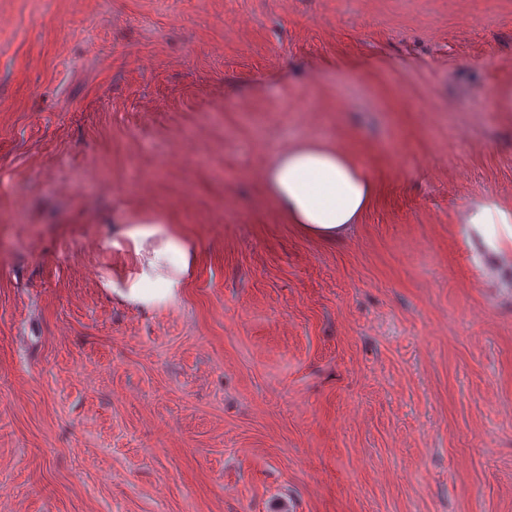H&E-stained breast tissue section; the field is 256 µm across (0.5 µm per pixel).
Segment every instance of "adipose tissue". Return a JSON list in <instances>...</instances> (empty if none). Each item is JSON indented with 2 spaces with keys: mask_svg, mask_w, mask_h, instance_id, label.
I'll use <instances>...</instances> for the list:
<instances>
[{
  "mask_svg": "<svg viewBox=\"0 0 512 512\" xmlns=\"http://www.w3.org/2000/svg\"><path fill=\"white\" fill-rule=\"evenodd\" d=\"M267 189L290 223L333 241L359 223L371 204L373 184L345 151L303 141L279 151L264 174ZM484 246L503 254L512 245V204L488 200L466 215ZM122 274L102 285L130 305L153 309L175 300L192 279L196 251L186 236L158 215L118 218L109 242Z\"/></svg>",
  "mask_w": 512,
  "mask_h": 512,
  "instance_id": "adipose-tissue-1",
  "label": "adipose tissue"
}]
</instances>
